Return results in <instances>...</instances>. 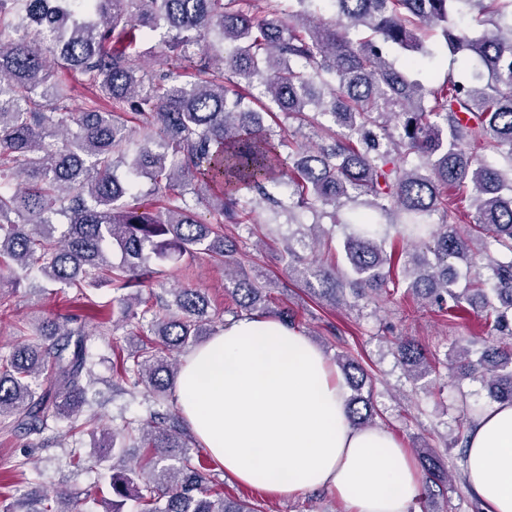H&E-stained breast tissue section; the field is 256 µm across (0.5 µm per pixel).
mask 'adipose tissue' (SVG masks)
I'll return each mask as SVG.
<instances>
[{
  "label": "adipose tissue",
  "mask_w": 512,
  "mask_h": 512,
  "mask_svg": "<svg viewBox=\"0 0 512 512\" xmlns=\"http://www.w3.org/2000/svg\"><path fill=\"white\" fill-rule=\"evenodd\" d=\"M173 397L225 474L277 496L327 488L349 512H408L421 475L385 430L353 425L323 352L274 318L226 325L183 360ZM467 484L487 512H512V404L476 417Z\"/></svg>",
  "instance_id": "adipose-tissue-1"
}]
</instances>
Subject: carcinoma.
<instances>
[{"mask_svg": "<svg viewBox=\"0 0 512 512\" xmlns=\"http://www.w3.org/2000/svg\"><path fill=\"white\" fill-rule=\"evenodd\" d=\"M0 0V288L23 282L76 288L78 313L36 319L31 338L0 354V424L26 435L67 423L120 456L142 458L112 474L109 512H264L247 499L212 492L219 474L191 455L193 436L160 410L179 374L176 357L214 333L218 315L198 288H166V314L140 292L155 285L151 262L199 254L224 267L241 311L266 298L271 282L242 275L246 253L224 224L253 221L268 205V234L278 218L300 212L340 223L350 204L365 211L343 223L348 266L316 256L315 223L283 240L289 270L313 278L312 292L336 305L350 290L372 298L398 287V261L388 254L390 216L402 239L433 260L408 253L407 293L457 317L479 305L506 343L477 360L458 347L454 369L481 383L497 403L512 402V0H330L334 18L311 9L316 0ZM485 25L473 36L463 23ZM166 31L171 54L154 75L139 65L143 41ZM467 65L437 86L409 78L390 60L395 49L413 68L434 57L425 33ZM365 36L353 39L351 32ZM84 77L90 92L79 110L54 79V66ZM259 90L265 102L255 107ZM274 117V124L265 117ZM153 181L145 199L119 165ZM468 202L474 223H457ZM460 260L473 270L457 287ZM117 293L115 323L136 321L131 349L115 371L141 393L146 415L105 425L92 406L98 378L91 335L68 327L93 319L100 304L86 293ZM393 352L416 382L432 368L409 337ZM361 390L368 374L356 359L336 360ZM352 422L375 425L371 397L347 400ZM424 498L448 485L434 448L419 453ZM80 493L64 490L55 505L22 497L0 512H80Z\"/></svg>", "mask_w": 512, "mask_h": 512, "instance_id": "carcinoma-1", "label": "carcinoma"}]
</instances>
